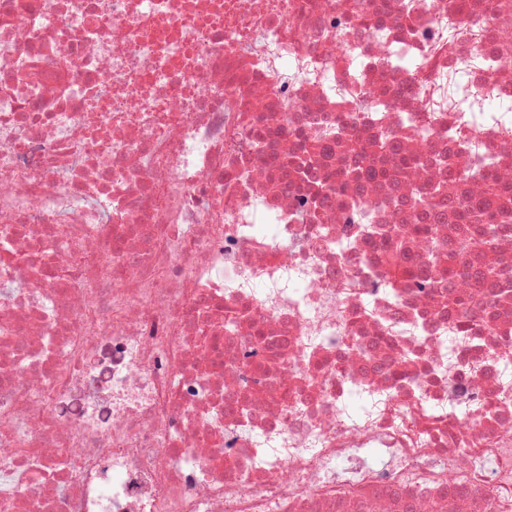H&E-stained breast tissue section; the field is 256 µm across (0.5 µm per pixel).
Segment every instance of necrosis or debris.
<instances>
[{"instance_id":"necrosis-or-debris-1","label":"necrosis or debris","mask_w":512,"mask_h":512,"mask_svg":"<svg viewBox=\"0 0 512 512\" xmlns=\"http://www.w3.org/2000/svg\"><path fill=\"white\" fill-rule=\"evenodd\" d=\"M452 72L512 103V0H0V512H512V225L427 261L512 112L427 109ZM383 131L411 170L342 183ZM447 198L442 196L441 187L435 189V194L428 196L422 192H414L411 195L410 205L425 217L429 216L440 204H443Z\"/></svg>"}]
</instances>
